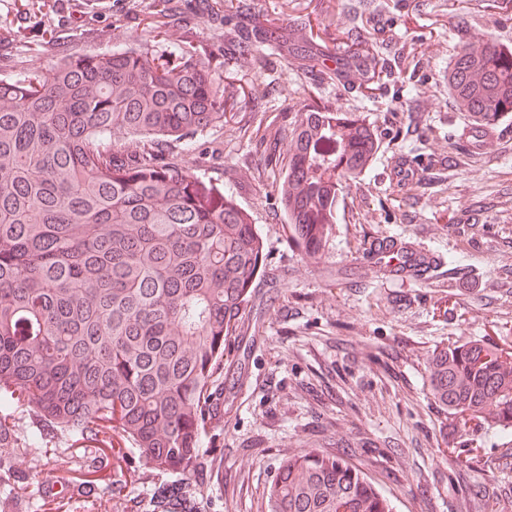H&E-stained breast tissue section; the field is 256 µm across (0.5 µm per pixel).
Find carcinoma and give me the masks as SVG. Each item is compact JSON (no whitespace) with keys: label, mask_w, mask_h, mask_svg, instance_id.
Here are the masks:
<instances>
[{"label":"carcinoma","mask_w":512,"mask_h":512,"mask_svg":"<svg viewBox=\"0 0 512 512\" xmlns=\"http://www.w3.org/2000/svg\"><path fill=\"white\" fill-rule=\"evenodd\" d=\"M389 8L373 0L366 28ZM277 22L224 36V59L272 40ZM202 48L184 41L65 55L0 78V447H20L5 412L25 406L40 439L77 449L83 478L64 488L95 493L110 469L109 499H127L121 462L153 479L145 512H199L189 477L212 460L207 423L215 383L237 380L231 347L263 265L256 226L208 180L159 152H190L197 135L237 106L215 83ZM452 99L480 122L512 112V50L461 47L448 66ZM378 133L354 112L317 107L274 159L288 233L308 253L336 223L338 191L371 161ZM429 386L442 408L469 421L488 406L512 427V360L478 342L433 355ZM268 512H395L348 455L288 460Z\"/></svg>","instance_id":"obj_1"}]
</instances>
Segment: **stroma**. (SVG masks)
Returning <instances> with one entry per match:
<instances>
[{
	"mask_svg": "<svg viewBox=\"0 0 512 512\" xmlns=\"http://www.w3.org/2000/svg\"><path fill=\"white\" fill-rule=\"evenodd\" d=\"M249 3L243 14L235 0H172L191 17L184 27L155 15L153 0H0V76L143 40L166 54L186 39L239 97L238 113L198 135L195 151L164 147L223 183L264 245L235 350L241 379L208 426L216 459L191 479L201 512H267V490L288 459L343 451L396 512H472L479 477L491 512H512V428L490 417L465 425L429 393L436 349L481 340L512 355V113L489 149L474 152L459 135L475 121L448 94L455 19L471 45L488 36L512 47V14L498 0H389L366 32L353 18L363 0ZM261 18L277 19V41L225 61V28L249 31ZM161 26L167 37H154ZM346 36L376 58L375 71L348 75L353 55L329 54ZM312 105L366 117L380 143L342 189L328 241L310 257L289 237L259 138L276 137L288 155ZM405 161L423 170L403 190L389 172ZM388 241L431 264L394 275L378 261ZM51 445L15 459L17 479L0 485L10 512H51L44 486L79 475L70 439Z\"/></svg>",
	"mask_w": 512,
	"mask_h": 512,
	"instance_id": "obj_1",
	"label": "stroma"
}]
</instances>
